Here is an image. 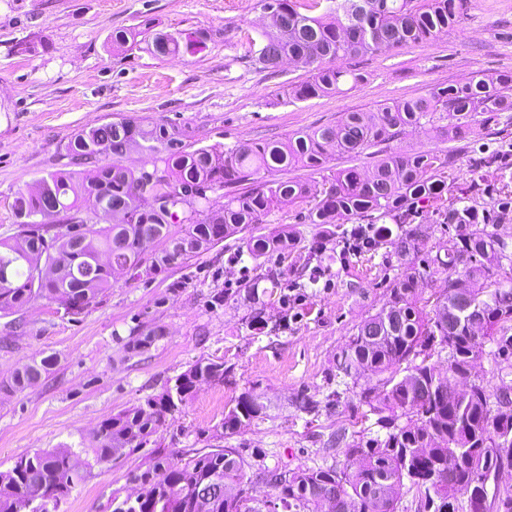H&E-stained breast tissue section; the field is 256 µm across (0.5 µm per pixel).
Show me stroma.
<instances>
[{"instance_id":"obj_1","label":"stroma","mask_w":512,"mask_h":512,"mask_svg":"<svg viewBox=\"0 0 512 512\" xmlns=\"http://www.w3.org/2000/svg\"><path fill=\"white\" fill-rule=\"evenodd\" d=\"M263 23L261 0H0V237L14 231L16 192L69 170L66 145L85 127L146 114L188 126L199 144L229 149L333 124L342 113L372 111L477 75L512 74V0H467L463 21L429 42L337 58L336 67L352 70L358 82L303 101L291 89L311 78L312 66L285 64L271 74L256 63L251 41ZM146 24L176 37L202 31L208 39L202 50L177 57L137 47L112 52L113 32ZM22 40L35 42L36 52L16 53ZM385 148L449 157V182L486 206L489 190L473 184L471 171L484 156L512 162V112L499 125H475L465 142L434 140L419 129ZM306 213L282 203L261 226L266 233L296 232L300 251L320 246L330 255L318 284L304 292L292 286L290 262L237 258L239 242L231 238L181 268L138 281L115 274L103 301L75 321L46 301L30 303L25 335L0 343V469L91 436L104 417L159 395L168 379L200 358L223 359L231 372L224 382L199 385L148 447L85 472L60 512H112L113 497L139 493L130 475L155 450L176 463L210 444L229 446L241 451L252 474L339 466L343 451L327 450L329 437L350 444L381 435L375 415L357 398L368 376L345 383L335 360L356 325L387 301L400 261L380 242L362 255L348 250ZM270 272L278 273L288 299L265 297L269 326L253 330L246 323L250 304L236 290L270 288ZM217 291L230 297L215 310L210 301ZM138 324L162 326L165 334L147 353L132 355L126 345ZM47 356L56 364L38 385L16 394L3 390L18 366ZM248 389L271 401L270 415L225 436L224 410ZM301 392L333 403L319 414L303 413L294 405Z\"/></svg>"}]
</instances>
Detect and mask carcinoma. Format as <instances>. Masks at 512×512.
<instances>
[{
    "label": "carcinoma",
    "instance_id": "carcinoma-1",
    "mask_svg": "<svg viewBox=\"0 0 512 512\" xmlns=\"http://www.w3.org/2000/svg\"><path fill=\"white\" fill-rule=\"evenodd\" d=\"M265 25L255 50L260 69L277 71L284 60L315 66L311 79L293 91L296 100L322 96L358 77L331 63L339 57L374 56L391 49L428 42L456 24L466 0H364L363 17L354 15L358 0H261ZM146 34L147 51L156 57L196 52L207 35L201 31L173 37L162 32H119L112 49H133ZM512 79L501 75L474 77L461 86L428 91L385 104L372 112H345L334 125L292 133L266 143L243 142L231 149L194 147L185 126L153 116L130 115L83 128L66 150L77 169L50 172L16 193L15 232L0 238V317L9 325L23 321L26 306L43 299L55 312L77 316L98 304L120 270L129 280L182 266L228 238L264 223L280 203L309 206L312 224H329L326 235L351 236L372 246L381 238L403 261L386 303L365 317L336 360L345 377L368 371L379 386L365 387L359 402L378 415L384 438L357 442L345 449L343 466L271 472L267 483L274 499L243 507L245 460L233 448L196 449L180 464L156 455L132 479L149 486L136 509L125 499H112L113 512H187L185 492L210 502L194 512H321L327 495L338 512H396L403 490H413L433 512H455L454 504L488 491V477L511 454L497 452L495 438L512 434V392L500 394L480 383L468 401L454 398L448 381L428 363L432 350L452 348L451 366L466 376L474 358L494 344L497 354L512 350V245L495 227L512 211V166L481 158L474 173L493 182L496 197L488 206L474 204L467 193L449 187V160L436 153H391L371 170L349 167L321 185L283 180L275 173L288 167H320L327 149L358 155L395 138L408 128L426 126L435 112L448 124L432 128L445 141L468 138L472 126L497 124L512 112ZM138 147L150 161L138 169L122 163ZM108 155L112 161L99 164ZM252 183L239 193L236 187ZM220 194L224 202L212 198ZM191 196L199 207L184 208ZM433 209L438 223L448 225L444 253L418 261L428 237L420 225L405 229L407 219ZM85 216H80V213ZM374 215L397 230L341 229L339 220ZM61 216L63 224H45L37 216ZM238 256L257 262L272 254L280 259L296 251L288 231L251 232L241 238ZM161 250L145 256L149 243ZM323 266L322 249L298 256L294 287H314ZM448 273V285L425 298L418 283L432 274ZM127 350L139 355L164 336L159 326L130 330ZM52 356L18 367L8 389L21 393L50 373ZM231 371L222 360L200 359L168 379L161 394L110 415L99 423L93 440L64 443L22 455L0 470V512H20L22 499L44 498L59 507L82 480L74 460L85 468L108 462L125 451L146 447L167 416L180 411L201 382L220 383ZM296 408L317 414L321 401L306 394ZM271 405L250 391L242 392L224 412V433L233 435L269 416ZM405 422H400V419ZM457 456L453 475L448 457ZM488 512H512V496L495 492Z\"/></svg>",
    "mask_w": 512,
    "mask_h": 512
}]
</instances>
